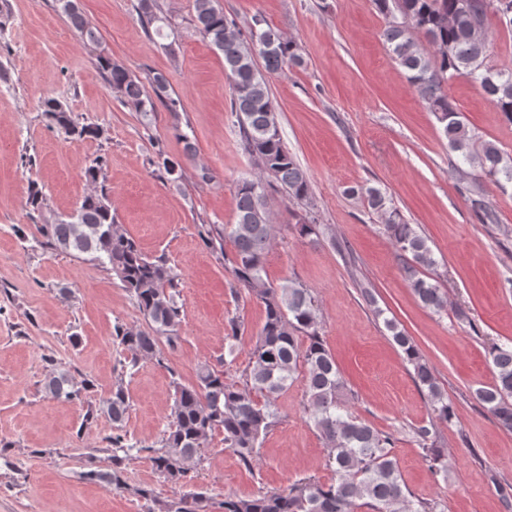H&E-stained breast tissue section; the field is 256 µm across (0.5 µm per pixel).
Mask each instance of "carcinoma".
<instances>
[{"label": "carcinoma", "mask_w": 512, "mask_h": 512, "mask_svg": "<svg viewBox=\"0 0 512 512\" xmlns=\"http://www.w3.org/2000/svg\"><path fill=\"white\" fill-rule=\"evenodd\" d=\"M63 13L84 37L92 53V64L101 71L112 91L134 111L148 114L161 103L168 111H178L179 100L170 93L167 78L156 74L150 85L143 84L128 68L100 50L98 37L79 12L75 0H58ZM373 0L388 23L383 37L392 58L406 73L413 89L428 104L448 149L462 163L476 171V177L512 182V156L495 143L478 137L465 123L448 94L450 82L464 75L478 85L493 108L512 123V67L493 69L486 63L489 51L488 22L496 18L512 31V9L505 12L501 0ZM156 0H139V18L154 27L160 38L170 37V24L156 13ZM197 32L224 57V71L232 85L231 111L237 118L243 150L257 163L262 174L236 185L235 223L220 227L201 226V237L215 252L224 253V242L233 245L231 265L236 282L235 294L243 293L259 301L264 322L242 374V383L228 382L224 371L207 363L200 365L196 382L184 384L172 378L174 401L171 421L158 449L129 443L126 436L109 437L112 470L89 469L85 479L106 482L116 490L125 489L121 464L131 451L151 453L152 467L166 481L181 484L190 463L202 462L204 448L217 431L224 433V445L246 467L255 461L263 438L282 420L277 400L288 390L299 373L307 383L305 413L326 447L328 462L334 466L336 482L298 480L281 492L259 493L246 498L226 496L223 512H357L367 506L373 512H429L427 504L413 502L406 495L392 458L391 437L384 435L351 413L341 398L343 381L336 361L319 332L317 307L309 289L294 283L274 285L264 278V260L272 242L268 187L265 175L272 176L288 197L309 198L310 183L297 158L288 150L279 129L275 105L265 74L275 73L300 62L297 45L274 29L261 25L250 39L240 37L224 16L218 0H194ZM424 34L433 51L428 53L413 37ZM39 109L65 136L96 139L103 129L97 124H78L68 108L50 94L38 101ZM363 194L372 210L386 215L385 229L397 249L411 255L404 268L406 278L421 304L435 312L447 311L448 301L437 285L419 276V269L436 265L426 240L414 225L406 223L392 206L391 199L378 188H351ZM472 207L485 224L497 222L496 211L477 196ZM45 244L62 252L88 255L112 271L135 300L144 317L142 327L118 325L116 339L131 352L133 360L146 358L163 365L164 347H174L181 325V305L177 275L161 258L145 256L136 241L115 224L112 199L105 187L85 196L74 213L39 225ZM393 341L413 368L415 380L427 391L435 420L448 423L456 417L453 404L438 385L433 370L420 354L411 337L392 320H385ZM241 323L229 321L225 341L227 354L236 352ZM489 357L494 384L477 390L478 399L495 421L512 431V340L494 344ZM90 389L86 380L74 383L64 372L52 373L45 390L55 398L74 400ZM262 395L264 400L257 399ZM130 409L129 394L119 380L110 393L89 410L85 423L100 415L112 424L123 422ZM417 445L426 451L433 475L447 470L444 455L429 444L426 426L413 430ZM123 455H117V452ZM208 497L191 491L160 504V512H207Z\"/></svg>", "instance_id": "cac0c4a2"}]
</instances>
